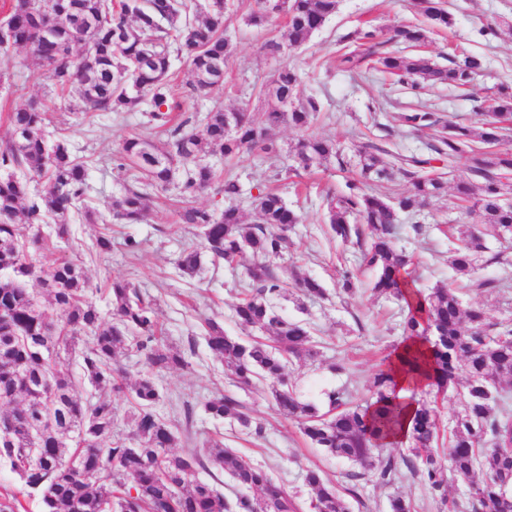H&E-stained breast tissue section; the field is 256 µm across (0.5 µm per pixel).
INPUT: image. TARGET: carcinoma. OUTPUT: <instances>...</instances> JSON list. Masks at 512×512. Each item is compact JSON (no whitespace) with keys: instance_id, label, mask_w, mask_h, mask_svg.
Returning <instances> with one entry per match:
<instances>
[{"instance_id":"carcinoma-1","label":"carcinoma","mask_w":512,"mask_h":512,"mask_svg":"<svg viewBox=\"0 0 512 512\" xmlns=\"http://www.w3.org/2000/svg\"><path fill=\"white\" fill-rule=\"evenodd\" d=\"M338 3L288 0L287 41L272 39L266 48L279 54L305 45L336 14ZM419 7L431 26L451 25L443 0H419ZM276 8V0H254L244 21L262 30ZM226 11L227 0H213L203 14L193 0H9L4 10L7 47L0 52L29 49L47 68L51 84L87 112L133 111L149 96V123L160 128L170 122L163 107L173 98L168 79L172 56L190 66L181 85L185 96L224 83V67L233 54L224 37ZM426 39L427 30L416 25L400 26L387 37L367 24L341 37L353 49L337 55L336 66L355 73L367 65L414 91L428 83L468 87L483 65L477 55L452 57L444 66L422 54L388 49L393 42L419 48ZM299 80L287 64L276 71L272 91H261L267 112L260 123L244 109L219 107L201 128L188 117L168 129L163 146L145 135L126 139L112 161L119 170L134 171L146 187L163 186L180 174L178 222L200 230L213 260L245 269L233 316L243 327L265 331L267 338L228 336L215 322L208 323L206 336L211 353L239 387L268 383L279 413L299 422L307 442L357 467L349 474L352 481L371 472L378 484L389 485L403 464L443 504L448 503L450 475L468 487L479 512H512V495L504 488L505 480H512V411L507 407L512 323L489 324L486 309L464 304L452 286L424 293L413 289L408 280L413 256L394 244L400 216L418 212L451 184L453 197L472 204L479 216V223L468 226L448 249L456 280L480 291L507 287L478 276V270L507 262L503 253L489 251L487 237L512 240V148L501 145L500 138V131L512 127V91L501 89L491 99V111L481 112L482 120L474 125L440 117L424 106L401 114L406 125L435 131L431 156L404 155L385 142L368 144L359 151L358 177L340 193L323 194L332 231L344 242L355 241L362 263L374 274L371 296L396 297L404 301L407 314L401 341L374 375L370 401L355 404L345 391L332 389L319 405L301 400L288 373L291 361L318 355L317 342L307 323L277 313L273 299L284 292L285 281L266 264L288 248V229L300 223V215L265 188L253 198V223H244L237 180H222L200 162L201 155L217 151L226 158L244 153L270 158L277 153L274 128H309L320 105L313 97L294 104ZM7 120L11 139L0 149V421H12L14 427L0 433V459L9 461L24 486L40 496L42 512H299V503L280 482L230 448L215 443L202 452L171 453L178 436L154 411L161 393L153 375L184 369L189 362L164 343L153 304L131 283L112 282L114 318L106 324L86 296L79 264L57 259L47 272L37 271L29 254L44 249L45 240L39 232L24 238L21 226L50 225L56 238L68 239L71 214L86 202L88 161L71 152L66 138H47L48 113L37 105L13 109ZM332 158L340 169L348 164L330 138L308 135L293 147L297 171H310ZM463 159L462 176L456 170ZM434 161L445 171L434 172ZM400 172L410 179L407 191L393 196L375 191ZM32 182L40 185L34 192ZM211 187L224 196L220 211L195 205L197 195ZM148 201L146 192L129 188L113 200L101 223H138ZM200 265L196 250L183 252L178 260L190 277ZM33 278L46 288L62 323L50 321L27 288ZM296 285L305 296L324 295L315 279H298ZM84 333L93 341L81 349ZM55 349L79 353L89 381L114 392L123 391L118 355L136 352L144 358L146 374L129 387L134 400L129 435L113 433L111 401L84 402L73 394L71 382L50 364ZM395 362L435 394L455 393L460 411L448 437L440 436L430 403L416 401L411 409L399 400ZM205 411L260 432L231 396L210 398ZM404 429L412 443L408 454L375 453ZM439 443L448 445L443 456L434 450ZM211 467L245 493L231 504L207 482L186 484L191 471ZM305 483L312 490V512H349L335 486L318 471H306Z\"/></svg>"}]
</instances>
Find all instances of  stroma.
Wrapping results in <instances>:
<instances>
[{
  "instance_id": "1",
  "label": "stroma",
  "mask_w": 512,
  "mask_h": 512,
  "mask_svg": "<svg viewBox=\"0 0 512 512\" xmlns=\"http://www.w3.org/2000/svg\"><path fill=\"white\" fill-rule=\"evenodd\" d=\"M228 3L230 20L225 35L234 53L225 69V81L195 98L181 100L174 115L194 118L199 126L217 106L228 110L243 107L261 115L266 106L257 94L258 88L268 83L282 64L298 70L301 83L297 100L315 97L321 110L308 130L280 126L275 135L277 161L245 154L229 163L218 153L203 156L202 161L217 172L229 171L237 176L243 204H250L260 188L273 184L287 205L302 215V223L294 225L290 232L293 244L288 254L271 260L282 278H289L294 272L310 276L325 290L324 298L312 300L291 285L274 301L283 318L306 321L318 343L317 360L290 368L300 393L319 401L325 391L342 387L354 399L367 398L381 358L401 339L404 304L394 298L376 301L369 297L365 287L370 274L360 268L358 246L336 239L325 222L321 191L344 189L347 173L333 163L310 174L292 173L291 148L309 133L334 137L343 155L352 162L362 145L382 139L402 154H422L430 140V130L415 131L405 126L401 113L423 104L432 112L475 120L478 105L489 102L501 87L512 88V38L487 32L491 26L512 24V0H446L453 23L430 33L427 54L440 64L449 54H476L482 57L483 68L467 89L436 84L418 95L376 71L348 73L332 64L342 48L341 36L361 22H371L386 32L403 24L426 25L415 0H339L336 14L306 45L282 55L270 54L265 44L281 39L287 29L285 19H272L265 30L259 31L243 22L253 0ZM44 73V67L27 49L0 53V144L10 137L6 110L36 101L50 115L49 136H65L88 160V206L97 213L108 212L113 198L135 183L131 173L115 168L112 154L125 138L147 132L143 112L71 111ZM149 196V210L140 223L104 225L79 214L72 220L69 240L56 239L46 226L41 234L54 257L82 265L89 281L88 296L104 321L112 319L109 288L113 280H127L151 300L167 343L184 352L188 368L154 376L161 393L155 406L157 414L173 428H186L192 434V443L178 442L176 454H184L191 445L202 447L216 441L265 468L302 502L311 497L304 484L305 472L317 468L338 490L357 487V497L348 500L350 512H389V499L395 494L410 498L417 512H449L404 468L387 486L377 484L370 476L360 484H352L351 464L310 447L299 423L279 414L267 383L259 382L245 390L232 383L224 373L223 363L206 345V322L214 320L227 335L247 337V329L235 322L232 312L240 293L241 272L213 261L209 253L203 252L198 275L192 279L182 276L176 261L184 249L201 247L200 232L177 221V184L150 188ZM477 220L476 214L457 209L449 194L404 217L398 227V246L414 255L417 287L426 290L452 281L448 238L454 229ZM416 223L422 224L421 232L413 231ZM102 233L112 241L106 254L99 253L95 244ZM129 238L138 241V250L128 251L125 241ZM488 245L491 250L504 251L507 261L482 269V276L508 280L510 286L492 292L469 291L464 300L484 307L489 322L512 321V245L493 239ZM348 270L358 276V288L350 296L342 291L343 275ZM333 363L345 364V372L332 373L329 366ZM55 368L70 375L74 392L81 399L93 401L110 396L115 431L129 432L128 416L133 410L129 393L109 395L94 387L84 377L77 354L59 353ZM219 394L238 399L257 424V431L208 415L205 401Z\"/></svg>"
}]
</instances>
